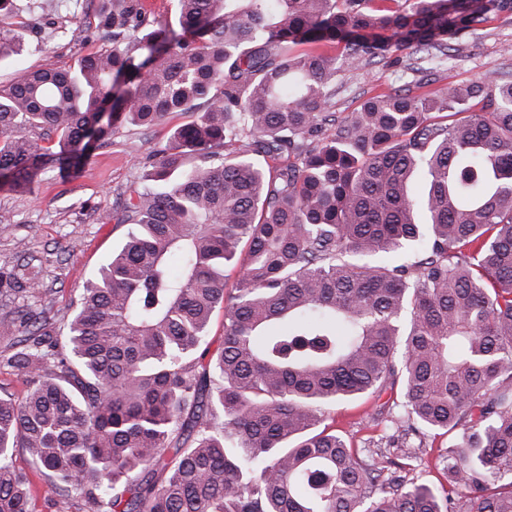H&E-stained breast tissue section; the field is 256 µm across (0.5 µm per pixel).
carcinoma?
Listing matches in <instances>:
<instances>
[{
	"instance_id": "obj_1",
	"label": "carcinoma",
	"mask_w": 512,
	"mask_h": 512,
	"mask_svg": "<svg viewBox=\"0 0 512 512\" xmlns=\"http://www.w3.org/2000/svg\"><path fill=\"white\" fill-rule=\"evenodd\" d=\"M84 2L108 43L0 86V186L77 173L117 124L189 121L65 333L0 318L27 385L0 396V512H30L19 451L56 512H512V80L331 111L344 70L409 48L410 71L441 67L512 0H178V31L144 0ZM24 44L0 28V62ZM42 273L1 269L0 300ZM396 388L372 419L407 449L448 436L469 497L382 478L326 424Z\"/></svg>"
}]
</instances>
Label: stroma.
Listing matches in <instances>:
<instances>
[{
    "mask_svg": "<svg viewBox=\"0 0 512 512\" xmlns=\"http://www.w3.org/2000/svg\"><path fill=\"white\" fill-rule=\"evenodd\" d=\"M75 11L73 0H17L16 11L0 17V28L23 33L30 49L0 63V83H10L27 70L69 68L79 56L100 48L99 38L75 24ZM451 53L440 70L403 73V65L415 59L409 50L400 53L399 65L355 70L337 91L333 109L354 111L367 97L393 88L429 92L450 82L482 78L491 70L511 76L512 16L492 18L454 43ZM184 121L175 115L153 128L118 125L77 175L63 178L47 168L27 187L0 188V267H12L33 254L44 258L38 302L53 325L63 326L86 284L123 241L127 227L114 222L115 212L151 153ZM376 406L371 399L344 402L329 409L327 422L358 450L386 433L385 422L371 418Z\"/></svg>",
    "mask_w": 512,
    "mask_h": 512,
    "instance_id": "stroma-1",
    "label": "stroma"
}]
</instances>
